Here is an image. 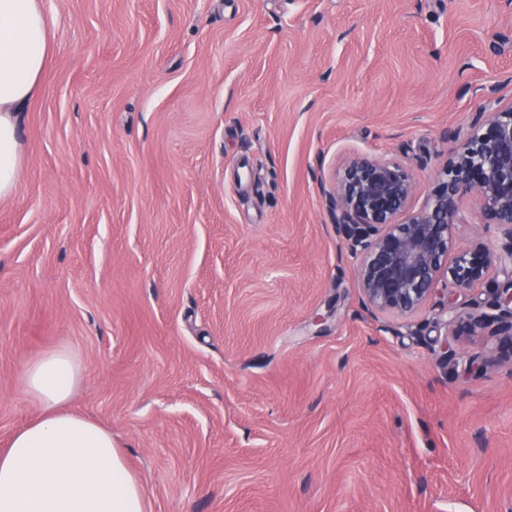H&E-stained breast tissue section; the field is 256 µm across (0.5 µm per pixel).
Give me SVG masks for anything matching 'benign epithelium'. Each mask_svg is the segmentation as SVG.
<instances>
[{
    "instance_id": "obj_1",
    "label": "benign epithelium",
    "mask_w": 512,
    "mask_h": 512,
    "mask_svg": "<svg viewBox=\"0 0 512 512\" xmlns=\"http://www.w3.org/2000/svg\"><path fill=\"white\" fill-rule=\"evenodd\" d=\"M415 175L394 159L351 157L324 190L331 223L358 260L362 306L372 315L411 316L433 299L447 309V332L503 336L512 350V105L491 100L472 114L469 134L437 172L422 206ZM472 194L497 230L490 247L457 242L461 199ZM501 275L493 297L463 310L459 298ZM447 287L438 288L439 283Z\"/></svg>"
}]
</instances>
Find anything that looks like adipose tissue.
Wrapping results in <instances>:
<instances>
[{"instance_id": "obj_1", "label": "adipose tissue", "mask_w": 512, "mask_h": 512, "mask_svg": "<svg viewBox=\"0 0 512 512\" xmlns=\"http://www.w3.org/2000/svg\"><path fill=\"white\" fill-rule=\"evenodd\" d=\"M52 44L40 0H0V198L15 189L19 116L40 91ZM78 376L64 349L28 365L23 388L41 412L0 451V512H145L111 430L66 408Z\"/></svg>"}]
</instances>
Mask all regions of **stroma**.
<instances>
[{"label": "stroma", "mask_w": 512, "mask_h": 512, "mask_svg": "<svg viewBox=\"0 0 512 512\" xmlns=\"http://www.w3.org/2000/svg\"><path fill=\"white\" fill-rule=\"evenodd\" d=\"M41 5L0 198V449L61 348L146 512H512L498 337L374 318L313 179L397 159L422 205L485 98L512 103V0Z\"/></svg>", "instance_id": "35a3bbf8"}]
</instances>
